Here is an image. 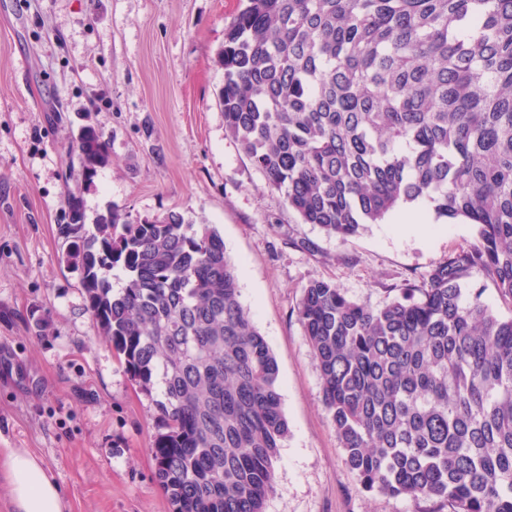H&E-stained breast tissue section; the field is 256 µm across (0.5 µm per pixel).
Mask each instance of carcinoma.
I'll return each instance as SVG.
<instances>
[{"label": "carcinoma", "mask_w": 512, "mask_h": 512, "mask_svg": "<svg viewBox=\"0 0 512 512\" xmlns=\"http://www.w3.org/2000/svg\"><path fill=\"white\" fill-rule=\"evenodd\" d=\"M218 64L225 132L303 223L344 238L427 201L478 226L381 308L313 281L297 316L367 491L512 512V316L462 301L479 270L512 302V0H245ZM76 156L88 181L110 162L97 125ZM58 232L99 335L161 386L170 512H264L288 423L221 235L115 207L89 232L76 198Z\"/></svg>", "instance_id": "cac0c4a2"}]
</instances>
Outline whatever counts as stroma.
Masks as SVG:
<instances>
[{"instance_id": "stroma-1", "label": "stroma", "mask_w": 512, "mask_h": 512, "mask_svg": "<svg viewBox=\"0 0 512 512\" xmlns=\"http://www.w3.org/2000/svg\"><path fill=\"white\" fill-rule=\"evenodd\" d=\"M242 4L0 0V448L32 452L67 512H169L152 454L164 418L99 335L58 227L75 196L89 227L115 207L179 210L223 237L279 365L289 432L265 512H425L345 467L297 308L318 280L382 307L477 228L421 201L342 238L288 209L224 129L216 59ZM88 115L110 153L89 181L73 153Z\"/></svg>"}]
</instances>
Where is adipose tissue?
Returning <instances> with one entry per match:
<instances>
[{
	"mask_svg": "<svg viewBox=\"0 0 512 512\" xmlns=\"http://www.w3.org/2000/svg\"><path fill=\"white\" fill-rule=\"evenodd\" d=\"M8 480L14 512H65L59 488L27 449H11Z\"/></svg>",
	"mask_w": 512,
	"mask_h": 512,
	"instance_id": "1",
	"label": "adipose tissue"
}]
</instances>
